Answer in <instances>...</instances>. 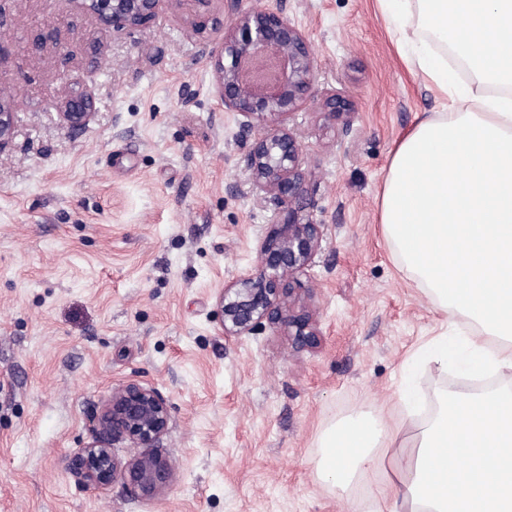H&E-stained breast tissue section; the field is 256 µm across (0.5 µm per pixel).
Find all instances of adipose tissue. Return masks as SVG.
I'll use <instances>...</instances> for the list:
<instances>
[{"label":"adipose tissue","mask_w":512,"mask_h":512,"mask_svg":"<svg viewBox=\"0 0 512 512\" xmlns=\"http://www.w3.org/2000/svg\"><path fill=\"white\" fill-rule=\"evenodd\" d=\"M377 2L398 55L448 103L395 144L379 222L399 266L472 330L463 346L436 339L433 363L457 350L497 384L444 398L422 423L388 427L371 410L335 422L317 474L346 491L381 472L373 512H512V0Z\"/></svg>","instance_id":"adipose-tissue-1"}]
</instances>
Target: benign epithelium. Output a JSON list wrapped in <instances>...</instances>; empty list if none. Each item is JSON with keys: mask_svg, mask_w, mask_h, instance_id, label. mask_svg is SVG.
Segmentation results:
<instances>
[{"mask_svg": "<svg viewBox=\"0 0 512 512\" xmlns=\"http://www.w3.org/2000/svg\"><path fill=\"white\" fill-rule=\"evenodd\" d=\"M103 32L135 29L153 22L162 6L175 0H84ZM228 27H214L219 36L208 47L215 92L227 112L239 117L241 131L255 134L245 158L256 192L273 203L277 219L260 238L255 265L224 284L215 318L227 338L257 336L284 330L302 348L314 344L317 330L309 312L298 307L303 275L320 250L324 224L312 215L310 172L304 168L301 145L288 127L315 79L314 57L305 34L282 6L260 0H223ZM46 28L26 51L35 54L55 41ZM60 121L72 129L86 127L96 111L89 91H71L55 103ZM325 116L348 111L347 103L326 94ZM15 104L0 92V151L11 145ZM168 399L136 380L112 388L92 420L91 440L67 459L66 468L86 489H104L123 479L135 495L161 496L175 480L170 458L158 450L168 433ZM118 442L146 452L120 463L113 454Z\"/></svg>", "mask_w": 512, "mask_h": 512, "instance_id": "1", "label": "benign epithelium"}]
</instances>
